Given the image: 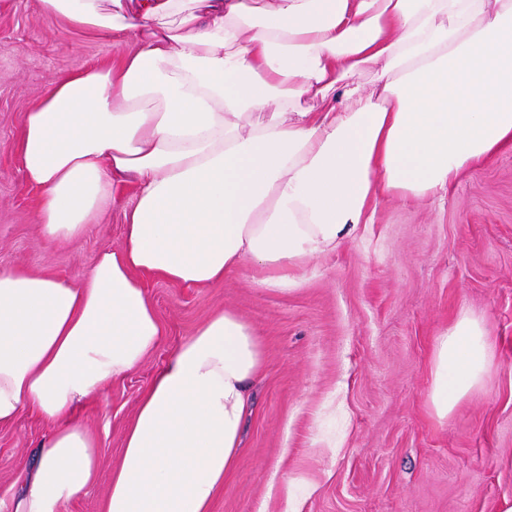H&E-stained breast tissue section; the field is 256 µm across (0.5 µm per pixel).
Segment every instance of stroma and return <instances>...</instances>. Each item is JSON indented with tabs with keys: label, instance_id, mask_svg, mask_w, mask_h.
Wrapping results in <instances>:
<instances>
[{
	"label": "stroma",
	"instance_id": "obj_1",
	"mask_svg": "<svg viewBox=\"0 0 512 512\" xmlns=\"http://www.w3.org/2000/svg\"><path fill=\"white\" fill-rule=\"evenodd\" d=\"M111 39L43 17L40 0H0V268L78 281L123 239L132 180L112 184L102 220L71 244L39 232L36 190L15 143L49 80L115 60ZM246 263L223 282L144 281L165 336L135 373L85 402L104 468L67 512H101L123 431L153 376L212 313L237 312L262 346L242 445L212 512H504L512 506V144L463 172L445 201H380L336 250L262 287ZM468 312L489 337V372L445 419L430 407L436 338ZM49 428L23 413L0 427V501Z\"/></svg>",
	"mask_w": 512,
	"mask_h": 512
}]
</instances>
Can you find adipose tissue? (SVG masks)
I'll return each instance as SVG.
<instances>
[{
	"instance_id": "ef3b65f1",
	"label": "adipose tissue",
	"mask_w": 512,
	"mask_h": 512,
	"mask_svg": "<svg viewBox=\"0 0 512 512\" xmlns=\"http://www.w3.org/2000/svg\"><path fill=\"white\" fill-rule=\"evenodd\" d=\"M48 19L110 37V65L53 78L17 155L42 234L77 241L137 186L119 248L76 284L0 269V426L50 427L9 512H65L97 482L96 435L74 417L137 370L163 327L149 275L206 287L249 262L268 288L368 223L371 203L440 199L512 144V0H41ZM373 71L375 87L354 82ZM263 355L214 312L139 400L101 512H211L235 465ZM489 369L482 322L437 338L438 418Z\"/></svg>"
}]
</instances>
